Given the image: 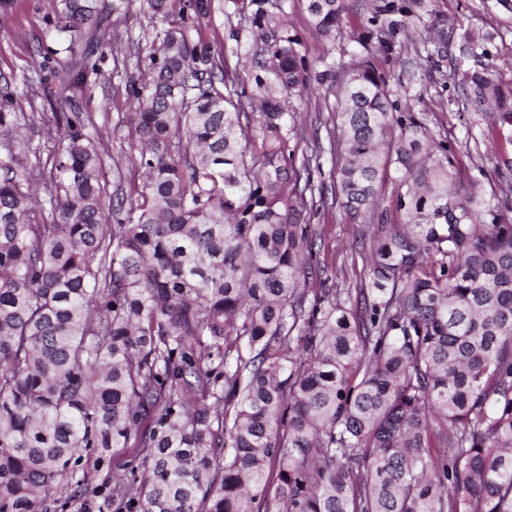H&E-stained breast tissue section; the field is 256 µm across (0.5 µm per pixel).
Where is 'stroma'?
Returning <instances> with one entry per match:
<instances>
[{"label": "stroma", "instance_id": "obj_1", "mask_svg": "<svg viewBox=\"0 0 512 512\" xmlns=\"http://www.w3.org/2000/svg\"><path fill=\"white\" fill-rule=\"evenodd\" d=\"M411 8L407 25L389 46L373 42L364 48L357 42L358 24L344 26L329 41L312 30L303 0L284 3L310 58H326L341 69L369 53L400 111L421 114L433 138L447 143L460 179L512 206V177H500L494 168L498 146L487 137L488 116L473 110L460 84L463 74L485 67L496 81L512 86V0H413ZM51 12L49 0H13L8 11H0V112L17 117L14 125L0 128V158L14 154L21 175L47 161L56 135L52 115L69 109L60 92L61 70L81 65L85 78L74 95L93 117L90 134L108 150L102 177L114 196H128L141 176L130 149L135 133L126 88L143 79L142 60L163 21L145 0H123L93 43L85 33L74 40L57 34L47 24ZM463 34L480 43L485 56H460L456 38ZM332 103L321 90L291 103L299 150L311 158L312 183L326 190L308 226L316 242L312 262L335 271L337 287L357 288L369 256L361 242L372 228L350 223L330 191L339 159L330 132Z\"/></svg>", "mask_w": 512, "mask_h": 512}]
</instances>
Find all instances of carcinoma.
<instances>
[{"label": "carcinoma", "instance_id": "1", "mask_svg": "<svg viewBox=\"0 0 512 512\" xmlns=\"http://www.w3.org/2000/svg\"><path fill=\"white\" fill-rule=\"evenodd\" d=\"M180 2L194 22L212 7ZM228 2L248 23L230 53L163 28L128 89L146 179L122 223L90 113L54 116L50 168L0 159V512H512L509 208L448 189L447 146L369 57L319 70L283 0ZM305 2L331 40L361 0ZM118 8L54 0L48 24L95 31ZM382 13L409 9L372 12L362 47ZM314 83L350 220L401 188L354 292L306 271L290 99ZM465 95L512 143V87L474 73ZM397 185L394 181L388 180L379 191L377 213L383 212L387 215L389 222H403L401 212L396 210Z\"/></svg>", "mask_w": 512, "mask_h": 512}]
</instances>
